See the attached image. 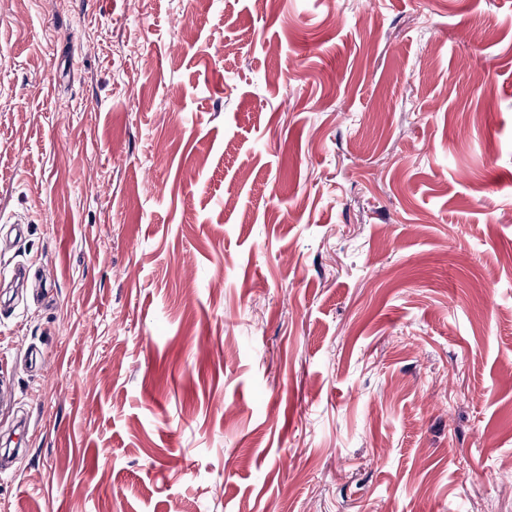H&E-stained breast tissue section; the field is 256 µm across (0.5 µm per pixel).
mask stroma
<instances>
[{
	"label": "stroma",
	"instance_id": "obj_1",
	"mask_svg": "<svg viewBox=\"0 0 512 512\" xmlns=\"http://www.w3.org/2000/svg\"><path fill=\"white\" fill-rule=\"evenodd\" d=\"M0 512H512V0L0 6Z\"/></svg>",
	"mask_w": 512,
	"mask_h": 512
}]
</instances>
